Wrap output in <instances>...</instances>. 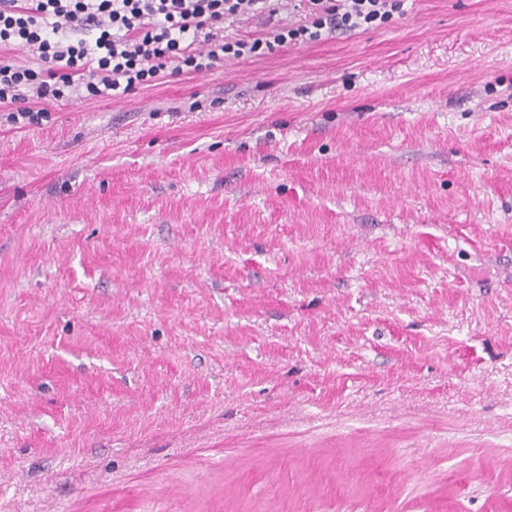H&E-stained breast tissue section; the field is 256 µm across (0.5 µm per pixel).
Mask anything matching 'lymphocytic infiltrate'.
<instances>
[{
	"label": "lymphocytic infiltrate",
	"mask_w": 512,
	"mask_h": 512,
	"mask_svg": "<svg viewBox=\"0 0 512 512\" xmlns=\"http://www.w3.org/2000/svg\"><path fill=\"white\" fill-rule=\"evenodd\" d=\"M311 26L282 27L251 42L225 23L276 14L281 0H0V49L27 46L40 71L0 61V104L11 120L39 124L40 101L127 94L154 78L210 70L225 57L259 55L323 32L387 21L402 0H309Z\"/></svg>",
	"instance_id": "lymphocytic-infiltrate-1"
}]
</instances>
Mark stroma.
Returning <instances> with one entry per match:
<instances>
[{"mask_svg":"<svg viewBox=\"0 0 512 512\" xmlns=\"http://www.w3.org/2000/svg\"><path fill=\"white\" fill-rule=\"evenodd\" d=\"M46 108L0 112V512H512V0Z\"/></svg>","mask_w":512,"mask_h":512,"instance_id":"stroma-1","label":"stroma"}]
</instances>
